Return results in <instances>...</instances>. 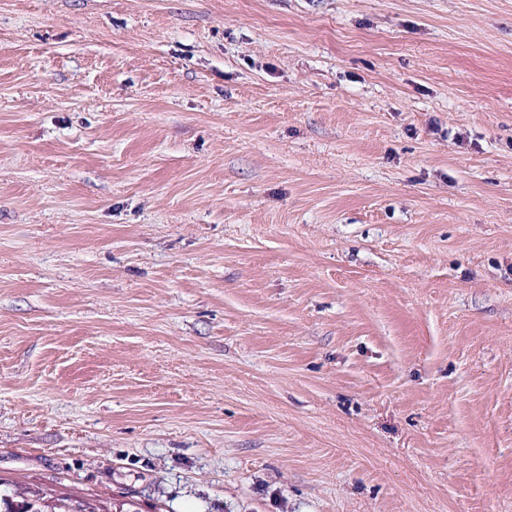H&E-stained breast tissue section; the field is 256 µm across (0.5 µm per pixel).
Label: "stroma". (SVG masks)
<instances>
[{"label":"stroma","instance_id":"obj_1","mask_svg":"<svg viewBox=\"0 0 512 512\" xmlns=\"http://www.w3.org/2000/svg\"><path fill=\"white\" fill-rule=\"evenodd\" d=\"M0 480L512 512V0H0Z\"/></svg>","mask_w":512,"mask_h":512}]
</instances>
